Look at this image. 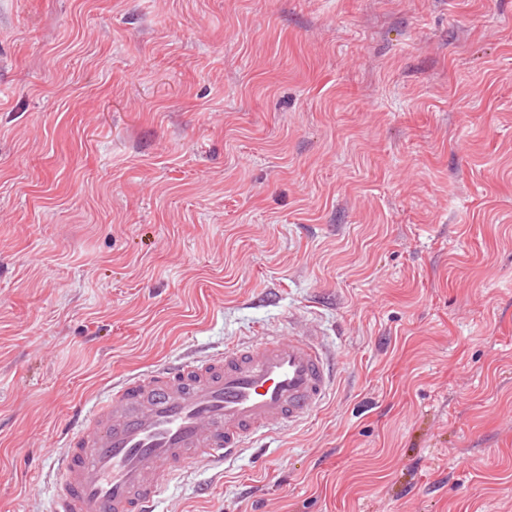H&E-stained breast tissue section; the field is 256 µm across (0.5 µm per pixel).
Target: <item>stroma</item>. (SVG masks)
Here are the masks:
<instances>
[{"label": "stroma", "mask_w": 512, "mask_h": 512, "mask_svg": "<svg viewBox=\"0 0 512 512\" xmlns=\"http://www.w3.org/2000/svg\"><path fill=\"white\" fill-rule=\"evenodd\" d=\"M288 318L325 405L157 512H512V0H0V512Z\"/></svg>", "instance_id": "35a3bbf8"}]
</instances>
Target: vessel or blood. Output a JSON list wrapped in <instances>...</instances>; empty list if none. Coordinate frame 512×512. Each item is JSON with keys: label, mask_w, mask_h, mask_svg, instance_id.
<instances>
[{"label": "vessel or blood", "mask_w": 512, "mask_h": 512, "mask_svg": "<svg viewBox=\"0 0 512 512\" xmlns=\"http://www.w3.org/2000/svg\"><path fill=\"white\" fill-rule=\"evenodd\" d=\"M338 370L309 325L129 375L77 406L63 428L51 512H155L194 464L223 467L308 421Z\"/></svg>", "instance_id": "obj_1"}]
</instances>
